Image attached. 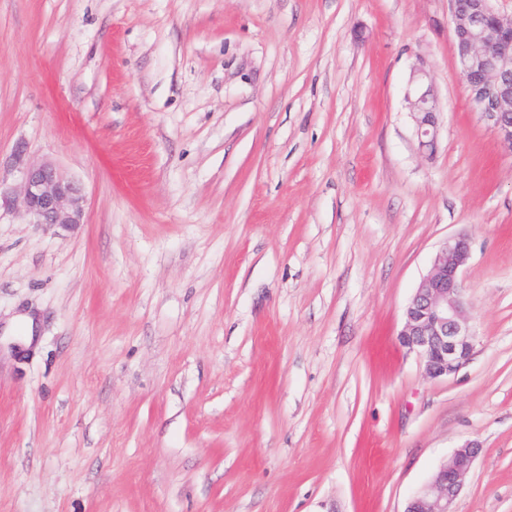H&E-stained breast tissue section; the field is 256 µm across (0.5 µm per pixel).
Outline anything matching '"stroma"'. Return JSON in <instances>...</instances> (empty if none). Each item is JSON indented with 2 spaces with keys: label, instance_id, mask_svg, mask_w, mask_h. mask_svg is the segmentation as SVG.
I'll use <instances>...</instances> for the list:
<instances>
[{
  "label": "stroma",
  "instance_id": "35a3bbf8",
  "mask_svg": "<svg viewBox=\"0 0 512 512\" xmlns=\"http://www.w3.org/2000/svg\"><path fill=\"white\" fill-rule=\"evenodd\" d=\"M425 59L433 153L406 99ZM83 189L0 209V512H403L482 447L456 512H512V158L472 112L448 0H0L16 147ZM471 239L476 336L397 335ZM84 202L76 182L49 163L24 167L17 188L3 189L0 184V208H20L33 224L62 228L82 224ZM470 252L468 234L448 236L405 308L399 343L421 358L431 379L455 376L474 352L476 336L469 325L463 278Z\"/></svg>",
  "mask_w": 512,
  "mask_h": 512
}]
</instances>
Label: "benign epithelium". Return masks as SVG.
<instances>
[{"label": "benign epithelium", "mask_w": 512, "mask_h": 512, "mask_svg": "<svg viewBox=\"0 0 512 512\" xmlns=\"http://www.w3.org/2000/svg\"><path fill=\"white\" fill-rule=\"evenodd\" d=\"M456 63L471 110L492 130L501 152L512 157V14L493 0H448ZM428 63L413 69L407 100L420 144L433 147L438 134L439 105L430 87ZM21 209L29 223L69 228L82 223L84 197L75 181L49 163L29 164L16 188L0 187V206ZM471 252L468 234L448 236L404 312L399 343L422 360L427 377L458 374L470 361L476 336L470 329L464 299L463 269ZM482 447L469 441L436 468L404 512H455L454 504Z\"/></svg>", "instance_id": "obj_1"}]
</instances>
